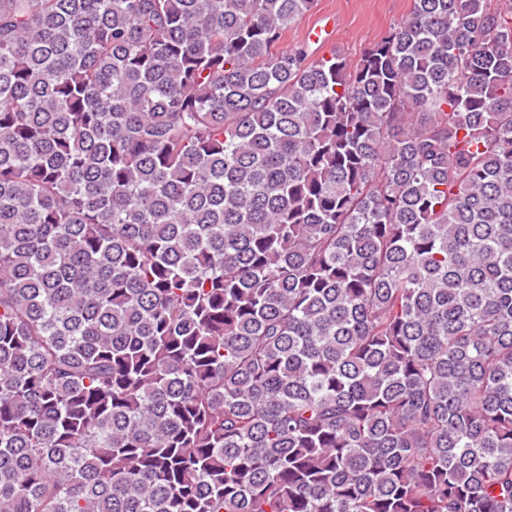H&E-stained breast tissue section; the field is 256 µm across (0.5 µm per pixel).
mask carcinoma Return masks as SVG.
<instances>
[{"mask_svg":"<svg viewBox=\"0 0 512 512\" xmlns=\"http://www.w3.org/2000/svg\"><path fill=\"white\" fill-rule=\"evenodd\" d=\"M0 0V512H512V12ZM412 7V0H316L312 10L288 27L277 49H287L296 43H306L313 57H329L332 50L342 53L348 60L356 61L363 49L378 40L394 23L405 17ZM331 17L333 31L327 37L329 45L321 41L313 44L306 40H320L324 28L307 24Z\"/></svg>","mask_w":512,"mask_h":512,"instance_id":"obj_1","label":"carcinoma"}]
</instances>
